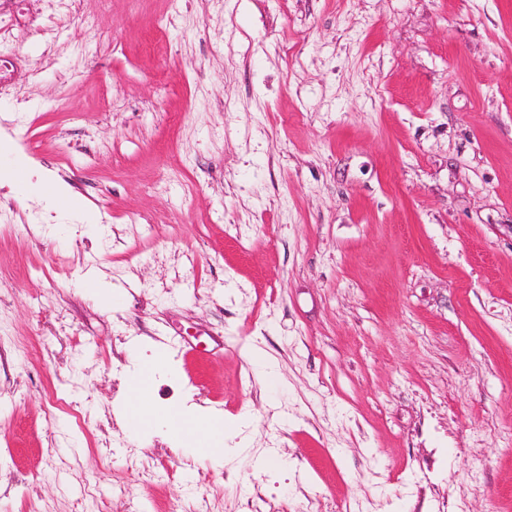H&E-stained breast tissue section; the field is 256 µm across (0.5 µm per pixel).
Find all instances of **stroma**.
Here are the masks:
<instances>
[{
	"label": "stroma",
	"mask_w": 512,
	"mask_h": 512,
	"mask_svg": "<svg viewBox=\"0 0 512 512\" xmlns=\"http://www.w3.org/2000/svg\"><path fill=\"white\" fill-rule=\"evenodd\" d=\"M0 139V512H512V0H0ZM29 169L28 161L21 157H14L9 165L0 168V183H8L13 189L17 190L25 188L31 184ZM17 171L24 173V181L22 183L16 180ZM157 359L144 363L142 368L132 377L128 408L137 409L143 423L140 429L164 428L170 436L180 445L195 448L196 456L202 459L224 457L225 453L237 448H224L225 425L222 417H214L199 410L195 405L186 406H160L154 395L152 382L158 370ZM176 412L179 421L174 427L171 415ZM218 422V424H213ZM206 443L205 448H198L199 444Z\"/></svg>",
	"instance_id": "35a3bbf8"
}]
</instances>
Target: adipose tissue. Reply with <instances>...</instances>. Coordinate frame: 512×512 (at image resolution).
Returning <instances> with one entry per match:
<instances>
[{"instance_id": "ef3b65f1", "label": "adipose tissue", "mask_w": 512, "mask_h": 512, "mask_svg": "<svg viewBox=\"0 0 512 512\" xmlns=\"http://www.w3.org/2000/svg\"><path fill=\"white\" fill-rule=\"evenodd\" d=\"M158 369L157 360H149L135 374L129 390L128 406L138 410L146 429L162 428L179 444L195 449L202 459L224 456L225 426L196 406L158 405L152 382Z\"/></svg>"}]
</instances>
